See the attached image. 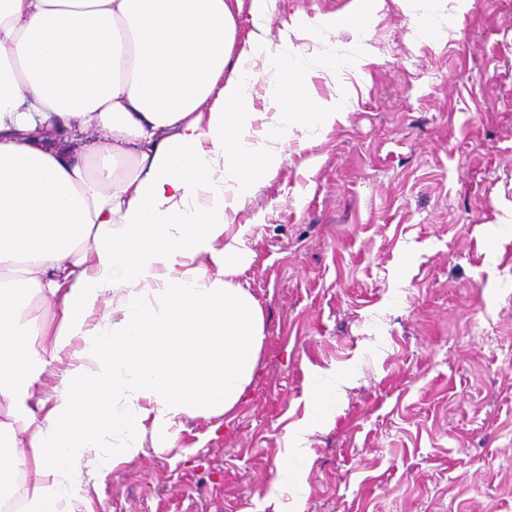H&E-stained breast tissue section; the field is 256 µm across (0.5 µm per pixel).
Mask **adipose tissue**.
<instances>
[{"label":"adipose tissue","mask_w":512,"mask_h":512,"mask_svg":"<svg viewBox=\"0 0 512 512\" xmlns=\"http://www.w3.org/2000/svg\"><path fill=\"white\" fill-rule=\"evenodd\" d=\"M274 5L251 0L242 37L241 0H0V506L93 512L89 489L145 439L176 447L247 393L265 319L228 215L292 129L344 117L271 57ZM261 59L276 85L257 113ZM340 394L316 375L279 487L304 493L307 437Z\"/></svg>","instance_id":"ef3b65f1"}]
</instances>
